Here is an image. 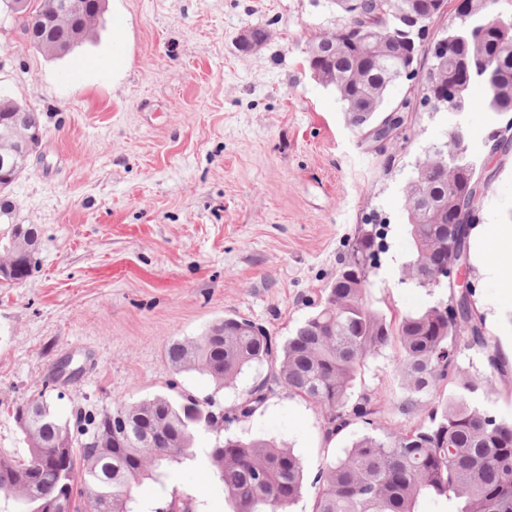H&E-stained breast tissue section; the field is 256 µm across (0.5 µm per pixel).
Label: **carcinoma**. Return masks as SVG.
<instances>
[{
    "label": "carcinoma",
    "mask_w": 512,
    "mask_h": 512,
    "mask_svg": "<svg viewBox=\"0 0 512 512\" xmlns=\"http://www.w3.org/2000/svg\"><path fill=\"white\" fill-rule=\"evenodd\" d=\"M22 20L30 44L43 50L55 44L64 28L56 22L59 0H37ZM421 0H368L358 15L346 0H331L344 14L336 29L313 44L336 39L338 47L307 54L335 89L361 129L378 113L380 126L391 131L404 123L401 108L385 110L389 85L398 78L415 48L403 40L400 14L417 10ZM457 44L443 72L448 87L461 91L463 111L512 114V0H469L448 30ZM472 60L466 69L456 55ZM481 165L468 154L432 147L415 165L413 180L425 194L418 223L409 225L412 258L404 276L417 288L432 287L436 260L469 251L478 218L458 217L451 205L465 197L474 208L473 179ZM13 184L0 171V256L7 269L4 288L21 284L35 266L40 247L38 228L17 223L16 209L4 195ZM375 234L365 232L340 264L336 279L324 289L313 311L282 346L268 330L246 317H226L193 340L173 341L167 349L170 367L207 376L221 390L246 369L267 364L275 385L314 406L324 437L331 440L355 425L365 432L352 440L345 455L326 461L313 479L314 512H419L426 497L452 496V512H512V421L499 420L471 401L486 378L456 371L461 347L490 348L484 319L464 302L463 321L448 324L447 301L398 318H388L367 302L369 267ZM393 347L401 393L391 407L368 392L353 394L367 358ZM453 385L447 398L442 386ZM264 387L226 410L210 399L184 394L175 400L159 394L110 412L79 411L75 420L61 419L45 391L13 409L28 448L25 458L0 453V496L11 498L17 512H52L64 500L71 512H139L133 489L146 479L165 486L167 469L194 458L195 433L218 421L223 428L247 421L267 395ZM434 401L427 420L387 430L385 415H409ZM121 414L134 426L115 437L112 427ZM208 450L214 477L235 504L234 512H287L303 487V465L290 450L265 438L245 439L214 432ZM83 477L71 478L61 465ZM197 495L171 492L159 498L153 512L177 507L195 512Z\"/></svg>",
    "instance_id": "obj_1"
}]
</instances>
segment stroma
<instances>
[{
	"mask_svg": "<svg viewBox=\"0 0 512 512\" xmlns=\"http://www.w3.org/2000/svg\"><path fill=\"white\" fill-rule=\"evenodd\" d=\"M125 20L122 45L112 15ZM327 0H115L91 39L60 58L36 51L20 22L0 17V91L41 114L43 141L10 198L41 230L38 263L0 288V451L26 455L13 409L48 390L56 413L110 411L157 394L214 396L232 407L270 377L255 366L223 391L175 372L166 350L210 324L243 316L284 343L336 277L361 228L379 225L367 300L396 316L447 299L402 281L410 258L405 188L424 149L467 132L468 151L494 177L484 224L512 225V154L488 157L492 112L431 111L419 73L395 82L402 134L361 135L336 94L306 63L308 44L341 24ZM248 28L267 39L246 49ZM126 65L112 72V55ZM479 314L496 315L498 350L512 345V304L473 273ZM393 350L369 358L356 390L382 404L400 392ZM75 373L57 378L61 361ZM469 376L492 375L477 404L512 417V365L490 371L475 349L458 354ZM233 433L291 449L309 479L289 512H313L310 479L343 456L351 434L325 439L316 409L276 387ZM168 490L199 493L201 512H233L203 460L174 470Z\"/></svg>",
	"mask_w": 512,
	"mask_h": 512,
	"instance_id": "stroma-1",
	"label": "stroma"
}]
</instances>
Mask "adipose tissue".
<instances>
[{
    "label": "adipose tissue",
    "mask_w": 512,
    "mask_h": 512,
    "mask_svg": "<svg viewBox=\"0 0 512 512\" xmlns=\"http://www.w3.org/2000/svg\"><path fill=\"white\" fill-rule=\"evenodd\" d=\"M474 266L497 282L504 300H512V225L478 224L470 237Z\"/></svg>",
    "instance_id": "adipose-tissue-1"
}]
</instances>
